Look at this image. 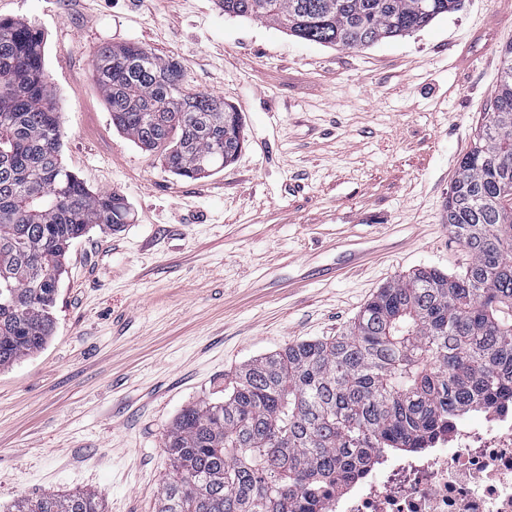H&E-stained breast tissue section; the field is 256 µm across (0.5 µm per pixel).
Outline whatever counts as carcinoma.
Returning <instances> with one entry per match:
<instances>
[{
	"mask_svg": "<svg viewBox=\"0 0 512 512\" xmlns=\"http://www.w3.org/2000/svg\"><path fill=\"white\" fill-rule=\"evenodd\" d=\"M461 0H217L224 14L358 50L409 36ZM112 125L170 172L220 171L241 117L190 93L180 63L137 43L102 48L92 71ZM44 33L0 20V371L42 350L73 242L124 223L60 156ZM446 221L462 270L423 267L379 288L349 330L245 364L224 396L184 407L166 431L158 512H320V492L357 478L372 451H412L475 406L512 404V43L489 110L460 162ZM12 512H103L96 491L22 498Z\"/></svg>",
	"mask_w": 512,
	"mask_h": 512,
	"instance_id": "cac0c4a2",
	"label": "carcinoma"
}]
</instances>
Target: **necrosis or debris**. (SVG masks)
<instances>
[{
	"instance_id": "1",
	"label": "necrosis or debris",
	"mask_w": 512,
	"mask_h": 512,
	"mask_svg": "<svg viewBox=\"0 0 512 512\" xmlns=\"http://www.w3.org/2000/svg\"><path fill=\"white\" fill-rule=\"evenodd\" d=\"M409 455L374 449L323 512H512V407L481 405Z\"/></svg>"
}]
</instances>
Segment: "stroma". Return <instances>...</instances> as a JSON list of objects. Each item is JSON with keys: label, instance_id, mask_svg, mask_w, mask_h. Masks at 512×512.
I'll use <instances>...</instances> for the list:
<instances>
[{"label": "stroma", "instance_id": "1", "mask_svg": "<svg viewBox=\"0 0 512 512\" xmlns=\"http://www.w3.org/2000/svg\"><path fill=\"white\" fill-rule=\"evenodd\" d=\"M11 18L46 33L63 164L130 214L71 245L51 339L0 371V512L79 489L104 512H155L185 406L251 359L340 334L398 276L464 265L445 202L512 43V0H462L358 51L214 0H0ZM128 42L240 113L233 164L181 178L113 127L92 64Z\"/></svg>", "mask_w": 512, "mask_h": 512}]
</instances>
